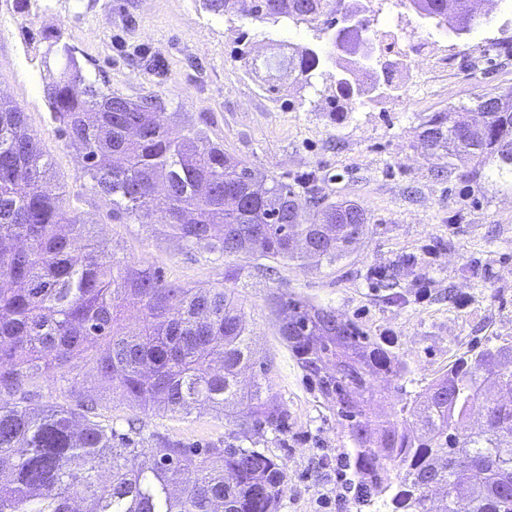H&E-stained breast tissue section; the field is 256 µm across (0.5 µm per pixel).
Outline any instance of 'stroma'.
<instances>
[{
  "label": "stroma",
  "mask_w": 512,
  "mask_h": 512,
  "mask_svg": "<svg viewBox=\"0 0 512 512\" xmlns=\"http://www.w3.org/2000/svg\"><path fill=\"white\" fill-rule=\"evenodd\" d=\"M376 28L422 36L434 54L401 61L395 87L347 102L343 119L328 108L329 80L306 87L287 73L254 70L235 58L246 42L253 58L278 41L329 50L310 26L261 23L242 10L217 16L202 0H0V98L19 104L43 137L55 180L90 231L131 265L159 269L166 280L219 288L225 268L246 314L252 347L270 366L273 394L288 409V432H266L257 448L282 463L287 488L278 512H386L381 497L359 508L341 457L346 429L306 380L280 336L272 295L294 293L333 307L406 360V391L424 390L474 344L512 339V190L495 188L486 172L449 167L423 143L431 115L477 95L512 88V57L498 55L512 37V9L485 5L486 18L458 39L425 23L402 0H370ZM62 31L90 78L137 100L162 98L165 114L201 130L237 161L293 181L316 176L334 201L361 205L368 230L353 253L318 268L278 264L266 275L260 259L187 253L163 229L112 217V200L82 176L83 150L62 137L43 93L46 37ZM393 275L398 299L373 280ZM69 378L100 397L102 413L125 429L134 411L77 359ZM145 432L194 444H223L222 414L185 418L142 415Z\"/></svg>",
  "instance_id": "obj_1"
}]
</instances>
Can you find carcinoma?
Returning a JSON list of instances; mask_svg holds the SVG:
<instances>
[{
  "label": "carcinoma",
  "instance_id": "carcinoma-1",
  "mask_svg": "<svg viewBox=\"0 0 512 512\" xmlns=\"http://www.w3.org/2000/svg\"><path fill=\"white\" fill-rule=\"evenodd\" d=\"M215 15L238 0H202ZM437 29L471 32L475 0H408ZM260 21L304 23L328 36L340 62L336 101L390 86L384 53L364 64L353 47L371 29L360 0H251ZM56 72L44 93L54 120L83 146V174L110 198L112 215L167 232L191 252L219 258L249 253L274 263L333 265L354 250L369 223L366 210L303 191L233 161L224 146L164 119L159 97L133 101L103 90L57 31L45 56ZM322 51L288 47L262 62L309 86L322 74ZM422 136L448 164L484 167L512 187V90L476 97L432 115ZM240 199L231 203L224 189ZM285 312L283 341L323 403L347 429L345 454L357 502L389 495L390 512H512V341L474 345L424 392L407 396L393 421L372 416V378L386 373L403 389L407 364L357 323L294 294L272 296ZM127 305L138 327L119 323ZM82 356L143 413L185 418L224 412L233 441L200 447L153 433L141 422L120 432L99 419L96 398L66 382V403L44 404L30 390L49 372ZM259 365L252 384L239 373ZM269 367L257 362L248 321L233 288L200 290L134 267L95 239L65 205L44 160L41 135L27 115L0 99V512H277L284 468L253 447L265 431L288 430V409L271 392ZM507 395L483 398L486 384ZM249 442L246 447L243 442ZM395 476H389L390 471ZM110 483H101L102 474Z\"/></svg>",
  "mask_w": 512,
  "mask_h": 512
}]
</instances>
